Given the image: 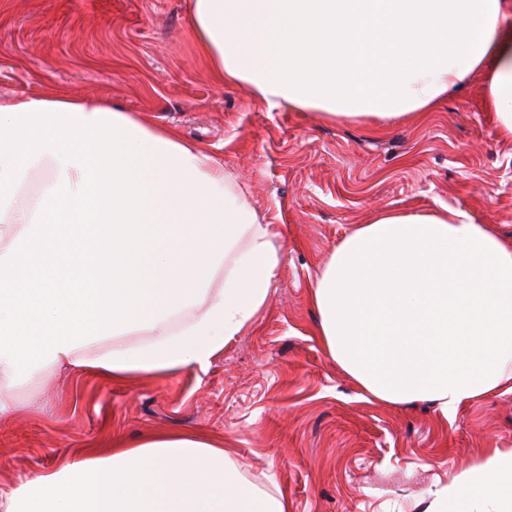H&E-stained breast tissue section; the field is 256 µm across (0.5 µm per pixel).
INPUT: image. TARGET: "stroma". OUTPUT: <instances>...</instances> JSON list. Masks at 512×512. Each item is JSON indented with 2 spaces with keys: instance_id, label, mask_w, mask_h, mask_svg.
Masks as SVG:
<instances>
[{
  "instance_id": "obj_1",
  "label": "stroma",
  "mask_w": 512,
  "mask_h": 512,
  "mask_svg": "<svg viewBox=\"0 0 512 512\" xmlns=\"http://www.w3.org/2000/svg\"><path fill=\"white\" fill-rule=\"evenodd\" d=\"M190 0H0V95L107 97L146 126L213 153L251 207L278 218L284 263L265 314L207 370L110 383L51 373L0 417V491L122 435L222 436L245 479L291 512H424L468 465L512 448V392L461 405L364 400L314 334L313 277L377 210L470 213L512 239V143L481 85L420 118L322 122L216 83Z\"/></svg>"
}]
</instances>
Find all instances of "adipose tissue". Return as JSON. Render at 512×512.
<instances>
[{
    "label": "adipose tissue",
    "mask_w": 512,
    "mask_h": 512,
    "mask_svg": "<svg viewBox=\"0 0 512 512\" xmlns=\"http://www.w3.org/2000/svg\"><path fill=\"white\" fill-rule=\"evenodd\" d=\"M222 83L323 121H395L478 80L512 141V0H190ZM328 38L330 88L307 90L296 44ZM49 179L30 190L32 174ZM134 257L126 312L100 252L107 188ZM211 154L111 100L59 90L0 98V414L53 370L107 381L206 369L263 313L284 261ZM222 287H215L216 275ZM311 302L330 358L373 400L464 403L512 388V241L465 212L384 209L319 268ZM149 340L113 346L119 336ZM0 512H290L245 480L223 439L158 432L65 458L0 494ZM428 512H512V448L466 468Z\"/></svg>",
    "instance_id": "adipose-tissue-1"
}]
</instances>
